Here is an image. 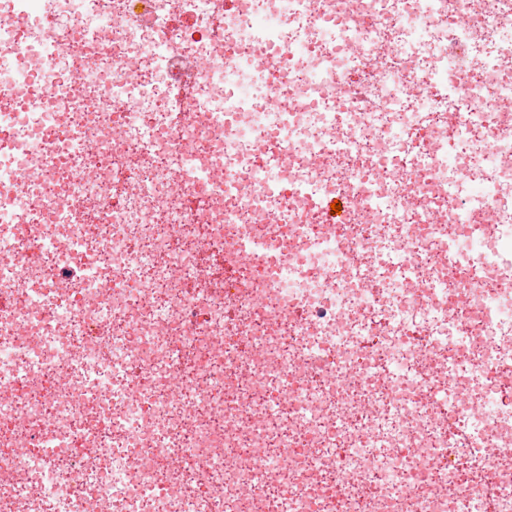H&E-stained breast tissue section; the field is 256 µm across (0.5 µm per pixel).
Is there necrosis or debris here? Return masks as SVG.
I'll list each match as a JSON object with an SVG mask.
<instances>
[{
	"mask_svg": "<svg viewBox=\"0 0 512 512\" xmlns=\"http://www.w3.org/2000/svg\"><path fill=\"white\" fill-rule=\"evenodd\" d=\"M219 10L0 0V512H512V0ZM205 261L209 270V278L215 286H222L224 282L233 280L234 270L224 266V258L221 254L211 253Z\"/></svg>",
	"mask_w": 512,
	"mask_h": 512,
	"instance_id": "1",
	"label": "necrosis or debris"
}]
</instances>
